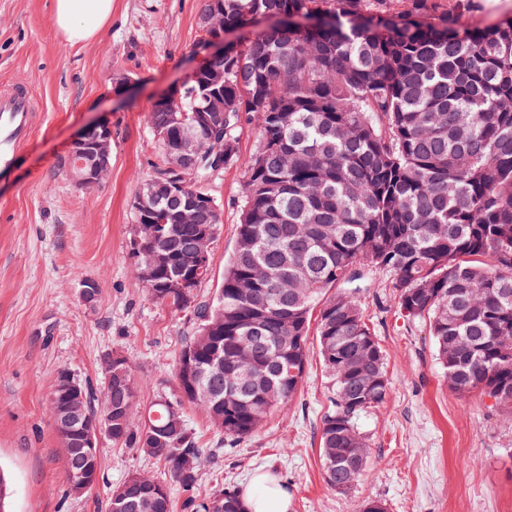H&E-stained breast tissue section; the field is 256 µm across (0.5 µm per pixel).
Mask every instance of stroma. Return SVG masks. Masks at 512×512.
I'll list each match as a JSON object with an SVG mask.
<instances>
[{
    "label": "stroma",
    "mask_w": 512,
    "mask_h": 512,
    "mask_svg": "<svg viewBox=\"0 0 512 512\" xmlns=\"http://www.w3.org/2000/svg\"><path fill=\"white\" fill-rule=\"evenodd\" d=\"M198 8L199 0H113L100 35L72 46L52 24V0H0V86L27 84L38 111L14 170L0 176V468L13 512H104L109 488L136 471L159 473L106 443L103 484L68 495L48 396L63 369L102 391L101 359L113 350L131 359L140 402L175 384L186 324L134 280L131 200L161 161L146 112L205 60ZM99 119L112 125V167L79 191L62 161L74 134ZM254 142L244 127L237 161L207 184L222 220L207 293L221 286L235 246ZM85 279L99 288L92 309L79 301ZM365 283L361 302L391 388L359 419L370 443L364 475L345 493L324 479L319 426L330 383L314 348L300 392L257 436L206 464L202 489L224 482L241 492L268 472L287 489L290 512H354L368 499L385 512H512V423L490 399L448 389L427 327L403 317L389 272L370 271Z\"/></svg>",
    "instance_id": "obj_1"
}]
</instances>
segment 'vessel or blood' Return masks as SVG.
Listing matches in <instances>:
<instances>
[{
	"label": "vessel or blood",
	"mask_w": 512,
	"mask_h": 512,
	"mask_svg": "<svg viewBox=\"0 0 512 512\" xmlns=\"http://www.w3.org/2000/svg\"><path fill=\"white\" fill-rule=\"evenodd\" d=\"M37 123L32 96L16 83L0 88V175L9 174Z\"/></svg>",
	"instance_id": "obj_1"
}]
</instances>
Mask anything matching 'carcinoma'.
Listing matches in <instances>:
<instances>
[{
  "label": "carcinoma",
  "instance_id": "cac0c4a2",
  "mask_svg": "<svg viewBox=\"0 0 512 512\" xmlns=\"http://www.w3.org/2000/svg\"><path fill=\"white\" fill-rule=\"evenodd\" d=\"M224 28L245 31L206 70L224 74V112L198 128L224 166L243 124L257 130L245 171L235 248L224 281L201 292L202 228L215 238L220 209L180 223L209 172L186 169L176 192L156 182L134 224L157 214L173 233L156 240L172 263L154 283L135 280L187 320L176 387L148 406L130 359L102 358L103 396L82 385L103 438L163 465L158 493L137 472L110 491L125 512H245L240 494L199 490L221 447L249 439L300 392L310 324L331 383L320 426L328 485L346 491L365 471L369 444L357 421L389 390L386 355L360 301L365 268L393 275L399 309L428 328L449 387L479 393L512 422V17L475 26L482 0H223ZM163 108L149 129H178L202 104L204 82ZM191 276L169 288L170 276ZM203 410L214 448L185 411ZM65 476L87 468L64 453ZM183 498L175 503L171 486Z\"/></svg>",
  "mask_w": 512,
  "mask_h": 512
}]
</instances>
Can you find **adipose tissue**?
Segmentation results:
<instances>
[{
	"label": "adipose tissue",
	"mask_w": 512,
	"mask_h": 512,
	"mask_svg": "<svg viewBox=\"0 0 512 512\" xmlns=\"http://www.w3.org/2000/svg\"><path fill=\"white\" fill-rule=\"evenodd\" d=\"M111 17L112 0H52L53 23L71 44L97 38ZM243 499L248 512H289L291 507L287 490L268 474L256 477Z\"/></svg>",
	"instance_id": "1"
}]
</instances>
